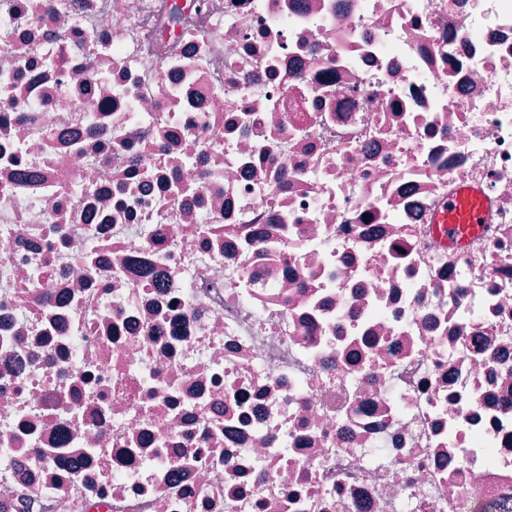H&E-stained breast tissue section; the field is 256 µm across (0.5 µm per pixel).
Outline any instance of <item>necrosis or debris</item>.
<instances>
[{
  "label": "necrosis or debris",
  "mask_w": 512,
  "mask_h": 512,
  "mask_svg": "<svg viewBox=\"0 0 512 512\" xmlns=\"http://www.w3.org/2000/svg\"><path fill=\"white\" fill-rule=\"evenodd\" d=\"M505 503L512 0H0V512ZM485 210L486 200L481 191L463 186L450 200L448 209L434 215L433 224H438L439 232L448 247H459L480 229Z\"/></svg>",
  "instance_id": "1"
}]
</instances>
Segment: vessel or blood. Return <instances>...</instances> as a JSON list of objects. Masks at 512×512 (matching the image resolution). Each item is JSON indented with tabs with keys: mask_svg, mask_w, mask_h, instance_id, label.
Listing matches in <instances>:
<instances>
[{
	"mask_svg": "<svg viewBox=\"0 0 512 512\" xmlns=\"http://www.w3.org/2000/svg\"><path fill=\"white\" fill-rule=\"evenodd\" d=\"M486 200L479 189L464 186L450 200L445 211L436 213L433 221L449 247L462 246L481 227Z\"/></svg>",
	"mask_w": 512,
	"mask_h": 512,
	"instance_id": "1",
	"label": "vessel or blood"
}]
</instances>
